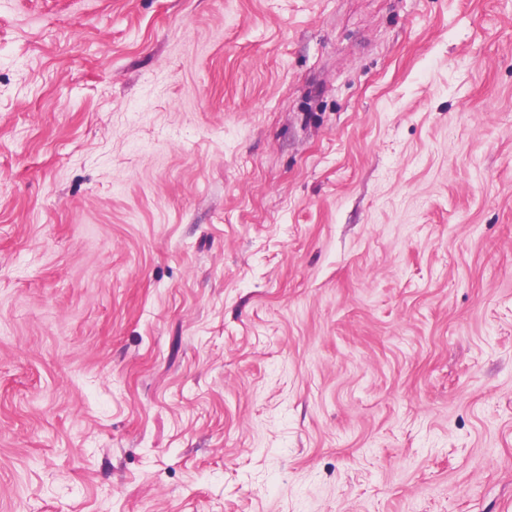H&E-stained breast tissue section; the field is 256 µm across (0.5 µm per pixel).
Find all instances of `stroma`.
Segmentation results:
<instances>
[{"label":"stroma","instance_id":"35a3bbf8","mask_svg":"<svg viewBox=\"0 0 512 512\" xmlns=\"http://www.w3.org/2000/svg\"><path fill=\"white\" fill-rule=\"evenodd\" d=\"M0 512H512V0H0Z\"/></svg>","mask_w":512,"mask_h":512}]
</instances>
